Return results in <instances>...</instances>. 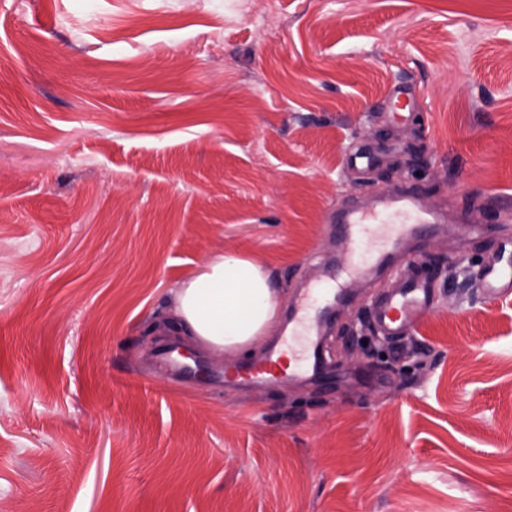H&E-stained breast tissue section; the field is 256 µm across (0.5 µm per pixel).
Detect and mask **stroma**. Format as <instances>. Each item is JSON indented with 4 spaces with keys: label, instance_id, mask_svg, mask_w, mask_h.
Returning <instances> with one entry per match:
<instances>
[{
    "label": "stroma",
    "instance_id": "1",
    "mask_svg": "<svg viewBox=\"0 0 512 512\" xmlns=\"http://www.w3.org/2000/svg\"><path fill=\"white\" fill-rule=\"evenodd\" d=\"M403 187L439 225L351 288L331 385L225 384L281 325L155 331L223 250L289 307L343 264L337 210ZM508 236L512 0H0V512H512V294L476 279ZM431 255L468 280L432 271L414 361L346 347Z\"/></svg>",
    "mask_w": 512,
    "mask_h": 512
}]
</instances>
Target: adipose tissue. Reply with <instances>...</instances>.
Instances as JSON below:
<instances>
[{
    "label": "adipose tissue",
    "instance_id": "obj_1",
    "mask_svg": "<svg viewBox=\"0 0 512 512\" xmlns=\"http://www.w3.org/2000/svg\"><path fill=\"white\" fill-rule=\"evenodd\" d=\"M280 298L263 263L220 252L179 285L158 324L163 333L193 337L215 355L249 351L279 320Z\"/></svg>",
    "mask_w": 512,
    "mask_h": 512
}]
</instances>
